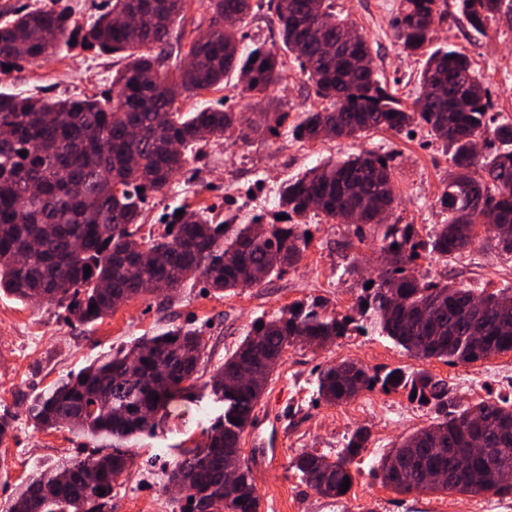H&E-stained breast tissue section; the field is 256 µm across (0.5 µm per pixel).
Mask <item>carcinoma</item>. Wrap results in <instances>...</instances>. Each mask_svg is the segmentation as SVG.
Instances as JSON below:
<instances>
[{"label":"carcinoma","instance_id":"obj_1","mask_svg":"<svg viewBox=\"0 0 512 512\" xmlns=\"http://www.w3.org/2000/svg\"><path fill=\"white\" fill-rule=\"evenodd\" d=\"M109 2L108 12L80 29L71 13L52 8L16 10L0 23L1 72L54 54L76 33L86 46L127 59L112 76L106 99L0 91V293L46 301L91 325L148 291L172 293L202 279L218 292L234 293L296 265L307 243L299 224L245 222L236 213L218 219L203 209L179 216L174 209L172 230L159 239L138 236L148 196L163 192L210 140L231 141L240 125L238 112L211 106L184 112L182 101L219 90L233 75L243 97H258L281 82L287 54L298 62L309 92L326 103L298 114L291 124L295 138L427 129L450 150L441 201L448 218L426 243L429 253L446 260L469 249L487 214L508 236L488 235L483 246L512 253V121L489 122L488 89L464 53L449 46L433 50L408 106L379 79L368 39L336 16L331 0H269L279 44L256 42L245 52L240 45L255 18L252 0H198L203 13L189 25L188 0ZM457 2L475 30L512 15V0ZM443 15L440 0H401L397 41L419 52ZM226 16L236 22L224 26ZM185 42L189 64L181 58ZM254 116L255 125L273 134L288 121V113L276 109ZM481 138L497 145L493 153L476 154ZM381 160L365 150L323 161L283 184L278 212L371 223L396 198L390 166ZM418 247L411 225H386L380 251L388 268L358 298L359 330L385 336L422 361L467 364L512 352V317L504 315L512 311V291L486 293L407 274ZM321 309L314 301L262 321L204 383L224 411L209 426L204 446L181 449L168 472L169 482L190 500L187 512L202 505L214 512H259L250 467L224 456V449L253 424L287 348L301 342L323 348L346 334L350 319ZM205 355L195 329L174 326L59 378L35 397L29 418L36 429H65L85 443L30 474L6 512H112V488L132 450L156 436L158 414L194 378ZM373 382L385 390L409 384L437 412L435 422L379 459L383 484L404 493L512 495V402L465 407L426 371L411 379L400 368L381 376L346 360L319 371L317 394L327 403L348 402ZM472 425L485 437L484 458L463 452V432ZM368 440V429L358 428L336 458L304 452L290 467L318 494L339 498Z\"/></svg>","mask_w":512,"mask_h":512}]
</instances>
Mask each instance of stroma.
Wrapping results in <instances>:
<instances>
[{
  "label": "stroma",
  "mask_w": 512,
  "mask_h": 512,
  "mask_svg": "<svg viewBox=\"0 0 512 512\" xmlns=\"http://www.w3.org/2000/svg\"><path fill=\"white\" fill-rule=\"evenodd\" d=\"M336 12L347 18L369 40L379 77L404 103H411L424 55L403 51L392 22L400 0H334ZM442 21L435 25L434 45L451 43L471 60L490 93V113L512 120V21H490L476 32L458 10L456 0H445ZM116 60L111 54L82 43L62 45L49 59L0 73V90L45 98L111 95ZM285 88H271L279 109L296 119L310 108L306 79L295 62H288ZM387 157L397 200L384 224L355 227L307 215L302 224L310 235L300 261L260 287L224 296L204 282L180 289L171 300L148 294L120 306L93 325L67 319L62 309L43 303L20 302L0 295V413L12 418L13 430L0 442V506L35 470L74 454L77 440L67 431L34 429L28 410L33 399L60 377L79 371L97 356L129 347L141 336L175 325H189L207 345V358L198 367V379L166 408L163 430L137 448L112 491V512H180L182 494L171 485H158L152 476L156 450L173 460L179 448L203 443V431L222 410L202 383L231 354L259 320L281 316L296 304L320 302L326 312L358 317L357 299L364 285L376 278L386 261L378 252L385 224H409L422 247L406 271L428 280L448 278L493 292L512 288V254L474 245L450 257L433 259L423 243L433 225L447 217L440 198L447 189L449 156L426 129L400 135L378 131L360 139H294L288 128L270 134L243 124L233 147L217 142L191 161L164 193L149 198L142 215L151 235L164 233L158 219L166 209L187 204L206 206L215 214L228 212L277 221L278 212L267 200L282 184L329 157L361 150ZM349 360L379 373L399 368L406 374L428 370L449 385L462 404L488 398L512 399V352L471 364L422 361L410 357L377 333L350 330L321 349L299 345L287 348L258 406L274 415L261 436L268 450L255 448L252 431H245L241 458L251 468L261 499L260 512H328L329 498L307 486L290 458L304 452L335 457L347 438L361 426L369 428L367 447L351 470L354 483L343 497L345 512H512V500L493 496L445 493L400 494L383 485L373 464L381 454L417 429L431 423L430 404L413 398L407 388L381 387L361 392L355 399L328 404L316 394L320 368ZM396 410L387 417L386 408Z\"/></svg>",
  "instance_id": "stroma-1"
}]
</instances>
